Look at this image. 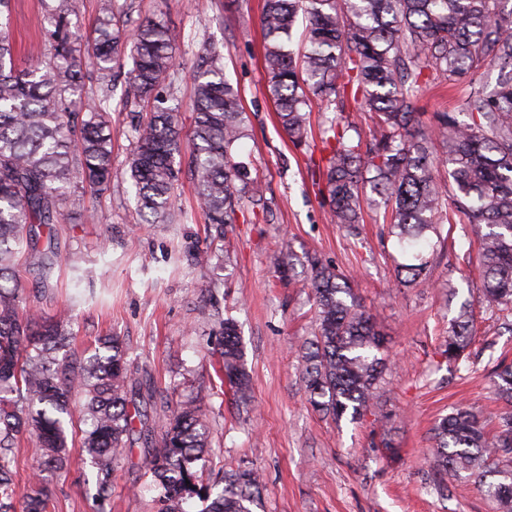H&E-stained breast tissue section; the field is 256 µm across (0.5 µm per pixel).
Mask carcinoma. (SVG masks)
Segmentation results:
<instances>
[{
    "label": "carcinoma",
    "instance_id": "obj_1",
    "mask_svg": "<svg viewBox=\"0 0 512 512\" xmlns=\"http://www.w3.org/2000/svg\"><path fill=\"white\" fill-rule=\"evenodd\" d=\"M512 0H265L261 26L267 88L291 143L309 146L311 109L324 114L320 194L332 220L359 234L366 189L391 208L390 233L415 262L396 266L401 285L426 278L434 249L430 234L447 205L475 228L486 309L512 307ZM50 55L28 67L14 65L9 23L0 22V512H51L41 476L24 492L14 480L12 448L28 435L41 449L45 469L64 471L69 454L71 400L84 399L86 428L80 447L95 476L99 505L112 496L116 464L142 444L144 475L159 512H186L197 498L201 512H252L263 484L258 470L239 467L211 484L203 397L157 405L153 391L133 386L138 368L120 339L101 336L89 357L58 359L69 347L72 318L46 319L27 301L15 276L18 254L37 259L46 277L61 261L55 225L65 217L72 187L100 194L112 182L109 93L123 80L126 101H153V112L135 128L128 173L144 221L177 224L175 189L181 158L190 149V175L214 237L234 224L246 205H265L263 189L236 160L247 116L238 88L224 76L222 54L203 48L193 81L189 142L183 141L180 107L167 86L181 35L162 20L129 27L115 0H100L97 35L71 29L75 0H45ZM306 27L303 50L290 49L298 16ZM129 55L127 72L114 70ZM498 70L494 92L476 90L469 120L438 112L426 130L416 112L423 88L435 80L453 86L486 67ZM101 97L86 100V83ZM368 112L369 139L352 137L344 121L350 105ZM442 144L448 180L439 174L434 141ZM292 246L280 243L277 266L289 276ZM316 306L313 338L303 346L304 382L318 411L357 420L376 405L386 364L384 337L357 300L349 279L317 257L308 258ZM215 354L222 379L247 406L250 376L236 323L218 320ZM474 325L460 308L442 353L468 358ZM496 399L508 406L500 431L489 438L478 415L460 407L435 428L437 467L446 476L468 472L487 485L502 512H512V364L493 371Z\"/></svg>",
    "mask_w": 512,
    "mask_h": 512
}]
</instances>
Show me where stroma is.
<instances>
[{
    "instance_id": "1",
    "label": "stroma",
    "mask_w": 512,
    "mask_h": 512,
    "mask_svg": "<svg viewBox=\"0 0 512 512\" xmlns=\"http://www.w3.org/2000/svg\"><path fill=\"white\" fill-rule=\"evenodd\" d=\"M262 3L116 0L130 23L158 15L181 32L174 91L183 124L191 122L192 67L202 47L221 49L224 73L241 92L250 124L239 157L261 181L268 210L245 211L243 221L226 230L223 263L195 260L209 240L190 179L177 191L188 220L142 223L127 160L135 126L149 107L125 102L117 87L109 100L110 189L94 200L72 189L67 217L56 226L64 263L39 282L23 261L16 277L40 315L74 308L75 352L88 354L98 337L120 336L129 358L151 373L162 401L204 397L210 471L257 468L263 476L257 512H499L472 477L442 479L434 463V426L453 407L474 408L493 430L506 410L493 394L491 373L500 361H512V326L483 307L476 234L456 218L439 224L427 278L403 287L395 280L402 257L383 206L365 209L356 237L331 223L311 175V152L289 141L266 90ZM48 28L42 0H11L16 67L30 63L31 49H44ZM495 81L491 75L479 82L491 90ZM479 82L467 76L450 88L428 86L417 108L428 122L437 112H461ZM89 207L95 219H84ZM284 238L297 257L319 256L347 275L386 338L377 405L361 420L319 413L306 399L302 345L314 332L312 290L306 266L296 265L291 280L279 279L275 258ZM203 283L239 326L252 377L251 410L238 409L232 391L221 386L218 360L207 350L212 323L199 292ZM465 303L476 338L470 360L455 363L441 345ZM45 484L55 512H98L80 447L70 446L66 472L46 473ZM153 499L140 469L121 462L107 512H156Z\"/></svg>"
}]
</instances>
